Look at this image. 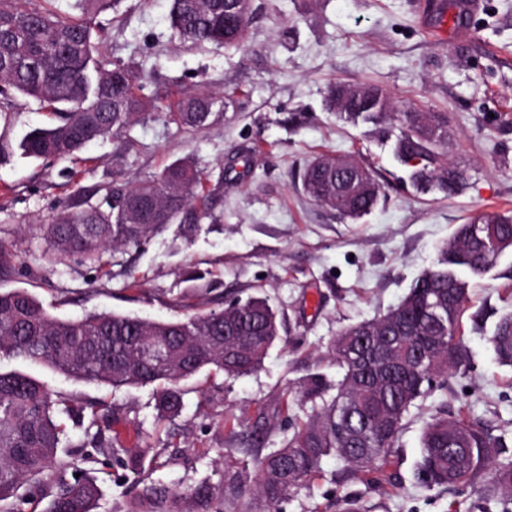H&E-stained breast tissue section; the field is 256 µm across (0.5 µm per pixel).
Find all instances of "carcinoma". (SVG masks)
<instances>
[{
  "label": "carcinoma",
  "instance_id": "1",
  "mask_svg": "<svg viewBox=\"0 0 512 512\" xmlns=\"http://www.w3.org/2000/svg\"><path fill=\"white\" fill-rule=\"evenodd\" d=\"M0 0V97L31 98L50 111L46 127L28 131L20 148L35 160H78L86 145L110 138L148 115L143 89L148 77L120 59L104 56L92 41L93 14L107 0H79L84 17L60 18ZM175 33L194 45L235 47L245 41L253 0H171ZM356 84L329 92L328 105L353 124L375 123L377 112H360L351 97ZM224 99L199 92L181 99L173 115L192 133L209 126ZM448 146V116L403 112L395 141L400 162L412 154L422 162L412 173L417 186L448 197L458 193L464 172L436 163ZM323 155L303 173L304 190L318 206L341 217L350 210L369 213L378 199L356 198L354 187L340 189L336 167L320 166ZM187 160H176L133 187H108L118 200L104 208L82 198L69 201L43 225L45 241L61 257L104 265L110 250L137 247L170 224L192 230L215 220L206 181ZM496 242L484 241L481 218L458 225L434 268L411 286L384 315L342 329L329 356L342 372L332 384L319 374L301 385L310 413L292 427L288 442L254 463L255 478L240 492L261 498L271 512L335 456L354 475L385 465L410 409L448 375L464 372L471 354L461 336L472 282L512 253V213L490 215ZM219 311L186 313L150 320L136 315L90 312L79 318L51 314L24 288L0 292V357L23 358L63 374L113 388L156 386L158 418L178 416L186 391L182 384L208 368L243 377L260 370L280 339L279 314L266 295L233 299L224 318ZM499 363L512 366V314L502 316L488 337ZM85 407L53 398L40 380L0 370V512H34L46 481L55 485L43 512H95L101 497L92 479L76 476L73 461L61 460V415L84 418ZM87 441L109 464L118 454L91 411ZM505 439L478 429L461 417L434 415L422 429V452L415 465L426 488L470 489L498 498L501 512H512V461L497 460ZM492 479L474 484L479 471ZM128 512H232L219 489L199 483L183 489L151 483Z\"/></svg>",
  "mask_w": 512,
  "mask_h": 512
}]
</instances>
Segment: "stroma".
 <instances>
[{
	"mask_svg": "<svg viewBox=\"0 0 512 512\" xmlns=\"http://www.w3.org/2000/svg\"><path fill=\"white\" fill-rule=\"evenodd\" d=\"M416 0H254L248 37L237 48L195 46L171 29V0H111L93 19L100 51L149 72L158 107L128 132L87 145L79 160H34L18 147L49 122L30 99L17 98L0 117V291L25 288L53 314L77 318L110 311L167 319L217 309L263 287L282 317L280 339L264 366L245 377L200 374L186 383L184 407L160 421L154 389L111 388L16 360V368L55 394L106 409L125 448L111 467L81 461L84 428L64 419L59 456L80 462L102 488L97 512H126L150 483L183 488L208 482L230 490L255 459L282 447L289 388L310 374H340L326 357L340 329L385 313L436 260L457 225L478 215L512 211V0H482L467 39L427 33ZM338 82L372 84L397 111L448 117L447 159L466 174L456 195L425 192L394 155L393 120L352 125L327 106ZM240 96L205 130L188 135L167 105L210 91ZM365 160L381 187L379 204L352 220L315 205L302 173L316 156ZM190 159L210 179L215 222L185 232L180 225L140 247L109 254L105 271L72 257L58 260L39 231L74 194L90 203L103 188L135 185L176 159ZM201 280H189L190 272ZM466 323L469 369L447 391L418 401L389 464L364 477L325 458L318 475L281 505V512H343L362 498L372 512H500L497 501L415 478L420 435L436 414L462 415L505 434L512 461V368L499 365L487 341L512 310V253L479 280ZM239 419L225 425L226 413Z\"/></svg>",
	"mask_w": 512,
	"mask_h": 512,
	"instance_id": "stroma-1",
	"label": "stroma"
}]
</instances>
